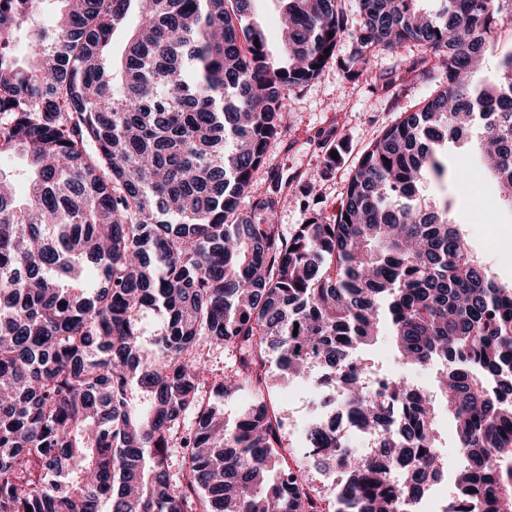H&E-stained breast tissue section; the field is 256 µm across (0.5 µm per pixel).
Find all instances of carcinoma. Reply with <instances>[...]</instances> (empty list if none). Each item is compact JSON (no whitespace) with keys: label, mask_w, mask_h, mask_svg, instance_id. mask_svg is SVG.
Instances as JSON below:
<instances>
[{"label":"carcinoma","mask_w":512,"mask_h":512,"mask_svg":"<svg viewBox=\"0 0 512 512\" xmlns=\"http://www.w3.org/2000/svg\"><path fill=\"white\" fill-rule=\"evenodd\" d=\"M251 2L0 0V155L29 159L23 195L0 170V512H413L444 469L441 412L465 459L446 512H512V287L450 216L444 152L471 144L512 207V50L484 71L512 0H357L352 64L414 41L412 70L444 86L370 143L333 219L288 236L279 177L256 217L240 201L347 21L340 0H279L280 61ZM382 336L441 366L436 394L397 375L366 393ZM202 344L228 352L224 374ZM316 366L377 437L356 458L312 419L306 458L345 473L330 492L272 401Z\"/></svg>","instance_id":"carcinoma-1"}]
</instances>
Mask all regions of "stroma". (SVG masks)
<instances>
[{
	"label": "stroma",
	"mask_w": 512,
	"mask_h": 512,
	"mask_svg": "<svg viewBox=\"0 0 512 512\" xmlns=\"http://www.w3.org/2000/svg\"><path fill=\"white\" fill-rule=\"evenodd\" d=\"M348 19V35L336 47L334 57L311 83L290 95L288 126L267 151L265 166L257 176L265 182L268 173L279 172L288 180V191L273 215L284 234L306 223L311 213L334 217L345 197L350 171L360 156L387 126L401 115L419 109L436 85L422 81L409 66L422 49L406 42L391 51L370 55L367 69L352 76L343 63L354 49L353 31L360 26L355 0H342ZM337 151L335 165L324 157ZM462 177L448 188L451 214L468 238L472 251L500 282H512V251L499 233L502 224L512 225V210L501 205L486 185V176L474 163L471 147L451 150ZM376 368L404 376L418 386L433 382L427 369H412L397 361L387 340H380L367 352ZM312 380H292L274 388L273 400L286 418L288 446L298 464H305V422L303 399L313 397Z\"/></svg>",
	"instance_id": "1"
}]
</instances>
